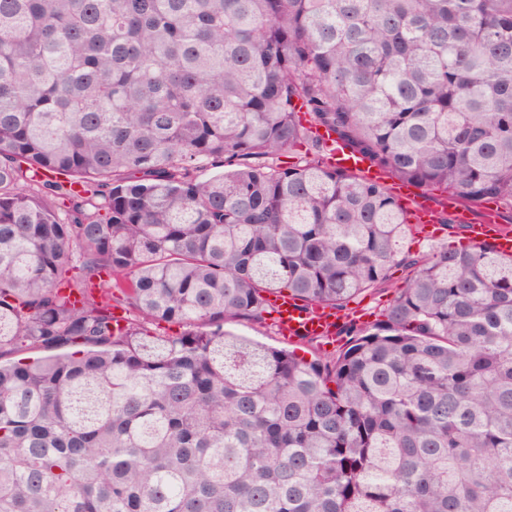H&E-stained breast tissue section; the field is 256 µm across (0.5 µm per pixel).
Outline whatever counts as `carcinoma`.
<instances>
[{
    "label": "carcinoma",
    "mask_w": 512,
    "mask_h": 512,
    "mask_svg": "<svg viewBox=\"0 0 512 512\" xmlns=\"http://www.w3.org/2000/svg\"><path fill=\"white\" fill-rule=\"evenodd\" d=\"M389 179L512 206V0H0V512H512V255ZM400 186L401 184L396 183L393 185V189L395 193L398 192L397 196L400 202L408 210L415 224H434L435 215L427 205V201L422 200L415 194L406 190L400 189L398 191ZM487 204H490L497 209V212L500 215L499 224L497 219L490 222L487 217H483V207ZM460 205L461 207L459 206L456 211L461 208L466 209L468 211L467 215L470 218V221H475L480 217H483L480 223L470 224L468 227L469 238L473 243H490L495 250L501 254L507 255L512 253V235L505 232L501 227V224L504 227H509L510 225L512 227V210L492 201H486L479 205H468L464 203H460ZM448 210L456 213L453 209ZM410 225L411 231L407 242L405 243V248H408L411 252L426 253L441 246L459 243L466 244L468 242L467 230H463L466 228L452 230L446 227L445 224H438L436 222L434 225L439 231L440 236L434 237L428 233V230H431L430 226L422 228L421 226L415 227L412 224ZM395 288H389L388 290H378L375 292H367L357 296L352 302H350L349 309H363L361 313L362 317L359 322H373L379 319L380 312L388 301L393 297ZM275 308L274 317L282 336L288 340L299 336H322L335 338L337 327L343 321L341 313L332 308L306 310L297 300L287 294H278L270 299ZM227 327L246 336L257 338L268 345L282 347L288 346L287 343H289L278 334L276 328L249 327L243 325H228Z\"/></svg>",
    "instance_id": "1"
}]
</instances>
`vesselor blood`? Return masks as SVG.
<instances>
[{
    "label": "vessel or blood",
    "mask_w": 512,
    "mask_h": 512,
    "mask_svg": "<svg viewBox=\"0 0 512 512\" xmlns=\"http://www.w3.org/2000/svg\"><path fill=\"white\" fill-rule=\"evenodd\" d=\"M397 196L415 223H434L435 215L425 200L405 190L398 191ZM468 233L472 242L491 244L497 252L505 255L512 253V234L505 232L498 222L482 220L469 225ZM271 303L280 334L291 340L301 336L335 338L337 327L343 321L341 313L334 309L307 310L286 294L273 296Z\"/></svg>",
    "instance_id": "b4317fda"
}]
</instances>
